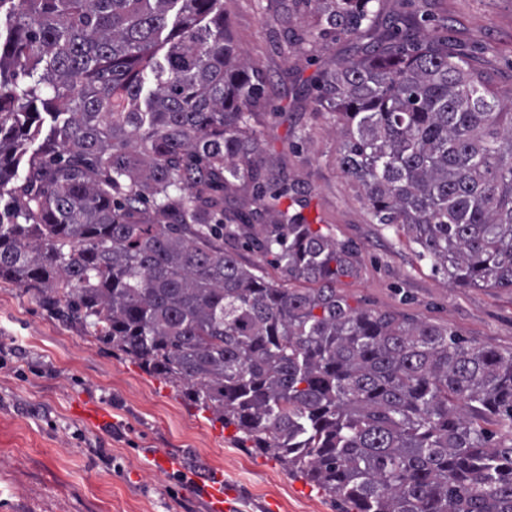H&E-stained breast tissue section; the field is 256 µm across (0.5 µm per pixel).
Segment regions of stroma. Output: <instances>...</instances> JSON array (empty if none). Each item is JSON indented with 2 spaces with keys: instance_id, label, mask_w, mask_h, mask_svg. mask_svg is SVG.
I'll use <instances>...</instances> for the list:
<instances>
[{
  "instance_id": "obj_1",
  "label": "stroma",
  "mask_w": 512,
  "mask_h": 512,
  "mask_svg": "<svg viewBox=\"0 0 512 512\" xmlns=\"http://www.w3.org/2000/svg\"><path fill=\"white\" fill-rule=\"evenodd\" d=\"M280 0H224V20L265 104L253 127L266 163L301 190L314 226L349 248L357 272L337 285L355 308L433 323L470 344L512 352V290L448 284L415 244L373 223L359 184L340 166L342 123L315 111L328 61L355 54L346 40L305 41L300 4L279 39ZM405 14L447 39L503 96H512V0H381V20ZM111 416L98 427L83 407ZM164 455L176 471L154 461ZM223 474L235 512H343V503L273 458L242 448L236 430L200 411L168 380L146 373L91 329L61 320L35 292L0 280V512H209L197 483Z\"/></svg>"
}]
</instances>
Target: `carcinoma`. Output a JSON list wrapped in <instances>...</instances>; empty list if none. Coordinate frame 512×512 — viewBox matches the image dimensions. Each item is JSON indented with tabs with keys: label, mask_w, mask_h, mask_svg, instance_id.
<instances>
[{
	"label": "carcinoma",
	"mask_w": 512,
	"mask_h": 512,
	"mask_svg": "<svg viewBox=\"0 0 512 512\" xmlns=\"http://www.w3.org/2000/svg\"><path fill=\"white\" fill-rule=\"evenodd\" d=\"M307 2L312 42L374 33L379 0ZM13 10L0 189L25 177L0 212V279L352 512H512V352L337 293L350 253L281 208L295 187L260 164L264 80L224 0H0ZM318 89L371 219L458 287L512 288V100L448 40L397 26ZM241 186L255 208L227 203ZM239 244L278 276L243 265Z\"/></svg>",
	"instance_id": "cac0c4a2"
}]
</instances>
